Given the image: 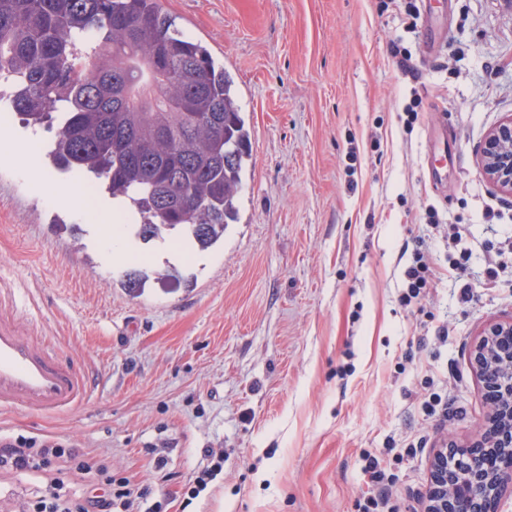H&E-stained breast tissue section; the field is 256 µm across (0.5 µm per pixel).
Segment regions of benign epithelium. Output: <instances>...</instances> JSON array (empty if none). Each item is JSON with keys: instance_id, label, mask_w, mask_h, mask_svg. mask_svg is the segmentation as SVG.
<instances>
[{"instance_id": "7a95c632", "label": "benign epithelium", "mask_w": 512, "mask_h": 512, "mask_svg": "<svg viewBox=\"0 0 512 512\" xmlns=\"http://www.w3.org/2000/svg\"><path fill=\"white\" fill-rule=\"evenodd\" d=\"M482 172L512 193V117L487 134ZM476 375L489 406L487 425L466 445L447 444L431 464L425 512H499L512 488V463L491 472L489 459L512 453V320L488 325L473 350Z\"/></svg>"}]
</instances>
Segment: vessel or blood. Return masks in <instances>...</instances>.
Returning <instances> with one entry per match:
<instances>
[{"mask_svg":"<svg viewBox=\"0 0 512 512\" xmlns=\"http://www.w3.org/2000/svg\"><path fill=\"white\" fill-rule=\"evenodd\" d=\"M90 391L84 372L41 336L22 334L17 306L0 294V410L68 413Z\"/></svg>","mask_w":512,"mask_h":512,"instance_id":"vessel-or-blood-1","label":"vessel or blood"}]
</instances>
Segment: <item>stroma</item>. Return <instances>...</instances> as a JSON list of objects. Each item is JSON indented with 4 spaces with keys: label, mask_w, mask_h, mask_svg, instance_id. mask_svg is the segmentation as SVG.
Returning <instances> with one entry per match:
<instances>
[{
    "label": "stroma",
    "mask_w": 512,
    "mask_h": 512,
    "mask_svg": "<svg viewBox=\"0 0 512 512\" xmlns=\"http://www.w3.org/2000/svg\"><path fill=\"white\" fill-rule=\"evenodd\" d=\"M163 6L223 58L251 127L237 219L197 258L144 264L136 296L95 227L0 153V290L21 333L47 337L93 383L67 414L0 412V437L79 443L148 488L137 512H356L372 455L423 512L434 454L486 423L473 346L512 318V194L479 167L487 132L512 115V0H442L412 31L382 0ZM443 121L441 147L430 131ZM0 132L41 155L53 184L82 181L44 159L46 129ZM415 236L436 286L406 306L402 244ZM433 391L448 407L432 415ZM40 484L0 475V512H21Z\"/></svg>",
    "instance_id": "stroma-1"
}]
</instances>
